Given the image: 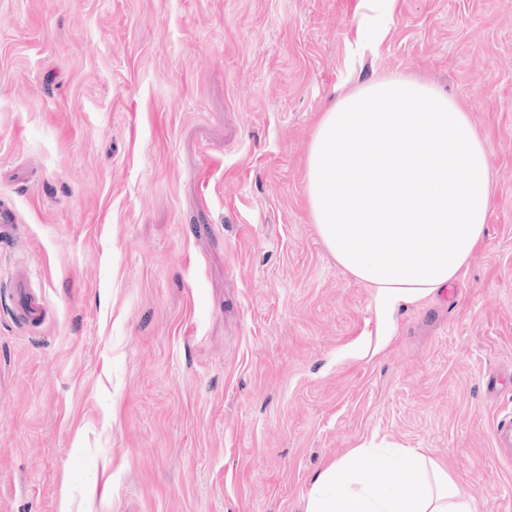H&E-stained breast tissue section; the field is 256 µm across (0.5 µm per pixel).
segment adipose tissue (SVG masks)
<instances>
[{"label":"adipose tissue","instance_id":"1","mask_svg":"<svg viewBox=\"0 0 512 512\" xmlns=\"http://www.w3.org/2000/svg\"><path fill=\"white\" fill-rule=\"evenodd\" d=\"M312 220L381 316L458 279L482 241L492 187L487 137L430 84L383 75L342 85L306 162ZM305 512H475L422 450L369 445L312 480Z\"/></svg>","mask_w":512,"mask_h":512}]
</instances>
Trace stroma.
Wrapping results in <instances>:
<instances>
[{
  "mask_svg": "<svg viewBox=\"0 0 512 512\" xmlns=\"http://www.w3.org/2000/svg\"><path fill=\"white\" fill-rule=\"evenodd\" d=\"M385 74L462 101L494 172L389 336L306 192L319 112ZM0 211V512H305L372 439L512 512V0H0ZM493 438L499 452L512 457V413L496 418L493 425Z\"/></svg>",
  "mask_w": 512,
  "mask_h": 512,
  "instance_id": "stroma-1",
  "label": "stroma"
}]
</instances>
